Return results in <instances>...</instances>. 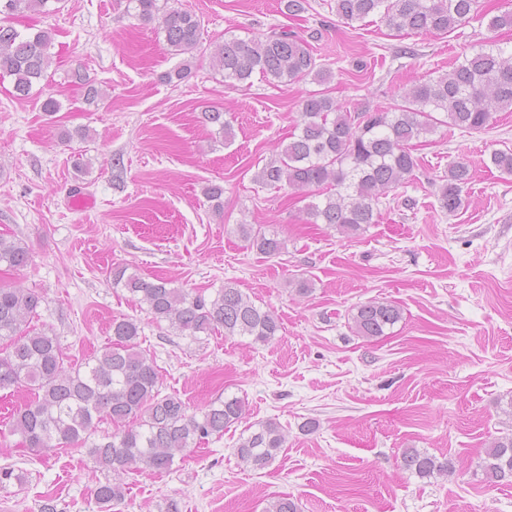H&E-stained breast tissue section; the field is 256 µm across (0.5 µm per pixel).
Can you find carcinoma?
<instances>
[{
  "label": "carcinoma",
  "instance_id": "cac0c4a2",
  "mask_svg": "<svg viewBox=\"0 0 512 512\" xmlns=\"http://www.w3.org/2000/svg\"><path fill=\"white\" fill-rule=\"evenodd\" d=\"M52 0H0V15L12 18L29 12L48 13ZM136 17L153 23L175 55L194 56L202 46L201 21L196 14L160 0H128ZM331 10L347 24L377 15L396 32L453 33L478 15L479 0H333ZM52 32L22 33L0 24V71L13 80V93L30 98L33 87L47 76ZM211 66L224 82L248 84L259 75L275 88L310 80L315 90L299 103L296 133L280 151L255 172L254 181L312 197L304 207L306 223L326 224L345 235L377 223L381 199L418 167L413 147L441 128L484 131L495 113L512 110V51L496 43L455 60L450 69L403 88L390 109L351 112L323 88L331 72L317 65L309 42L288 30L261 36H231L209 43ZM205 123L224 138L232 126L224 112L206 109ZM491 165L512 172V151L494 150ZM471 179L469 165L457 161L441 176L440 207L454 213L464 203L463 189ZM240 236L262 254L276 255L283 242L252 224L238 227ZM28 250L16 240L0 236V265L19 270L28 265ZM112 284L121 286L145 306L153 318L181 335L206 336L221 328L226 337H243L266 344L281 330V321L232 282L215 295L190 293L159 279L147 282L127 267L112 270ZM42 296L30 289L0 288V390L29 388L34 399L12 415L10 433L23 447L54 452L75 445L86 449L94 466L105 473L94 496L100 508L124 498L125 476L166 472L191 447L224 430L248 414L246 402L226 397L208 404L197 417L178 396L160 395L154 360L139 349V323L131 317L112 320V340L84 365L66 367L53 333L31 326L39 316ZM402 318L400 307L369 301L354 313L355 333L363 338L382 336ZM112 422L117 432L95 438L100 424ZM286 436L273 421L258 423L240 436L235 448L241 464L257 471L274 463L284 450ZM403 469L420 478L443 476L448 462L417 448L401 454ZM485 481L512 484V432L489 442L480 464ZM27 474L12 466L0 467V487L23 485ZM265 512H299L288 497L269 501Z\"/></svg>",
  "mask_w": 512,
  "mask_h": 512
}]
</instances>
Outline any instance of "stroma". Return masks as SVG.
<instances>
[{
    "mask_svg": "<svg viewBox=\"0 0 512 512\" xmlns=\"http://www.w3.org/2000/svg\"><path fill=\"white\" fill-rule=\"evenodd\" d=\"M331 0H309L299 16L280 0H169L200 17L203 41L245 38L285 27L308 40L330 70L329 90L350 110L387 109L402 88L447 70L488 38L512 47V30L490 32L474 19L463 34L395 35L379 17L344 24ZM18 30H50L53 63L43 94L61 108L46 116L12 94L0 74V236L30 253L20 270L0 267V287L38 292V325L58 336L70 363L84 362L112 337L113 319H137L141 349L159 368L161 394L190 413L237 396L247 417L210 437L166 473L133 474L111 512H264L288 497L300 512H512V486L483 480L486 447L503 429L499 401L512 395V173L486 168L492 150H512V110L482 132L439 128L415 150L418 168L391 191L378 223L359 235L307 223L305 202L288 188L254 182L255 166L287 144L311 81L271 87L260 76L229 86L197 53L189 75L152 25L127 0H60L50 14L11 18ZM104 98L87 104L73 72ZM224 110L233 134L201 122ZM88 130L87 139L77 130ZM90 166L76 172L77 156ZM466 161L464 204L442 210L438 178ZM224 188V209L204 195ZM79 188L90 206L70 205ZM282 240L279 254L250 248L237 224ZM152 282L211 295L225 282L279 316L266 344L222 334L174 333L114 286L115 267ZM312 282L306 295L292 291ZM391 301L401 320L384 335L352 330L357 307ZM317 428L302 432L307 419ZM272 420L287 443L261 471L240 464L235 446L249 426ZM448 462L447 476L402 469L403 449ZM29 476L0 489V512H99L103 474L84 450L24 449L0 421V466Z\"/></svg>",
    "mask_w": 512,
    "mask_h": 512,
    "instance_id": "stroma-1",
    "label": "stroma"
}]
</instances>
